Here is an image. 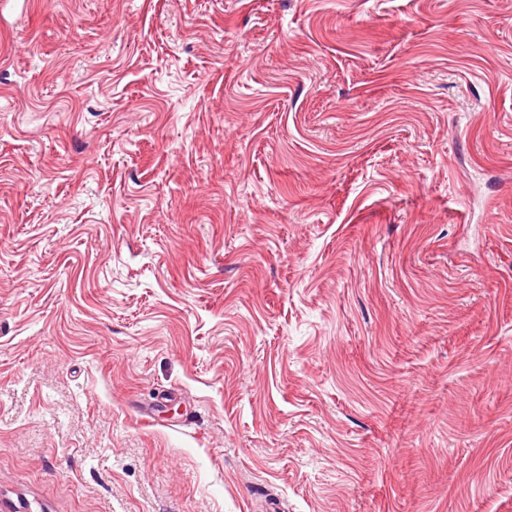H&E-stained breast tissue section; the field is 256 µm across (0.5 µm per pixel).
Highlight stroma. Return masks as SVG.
Returning <instances> with one entry per match:
<instances>
[{
	"label": "stroma",
	"instance_id": "1",
	"mask_svg": "<svg viewBox=\"0 0 512 512\" xmlns=\"http://www.w3.org/2000/svg\"><path fill=\"white\" fill-rule=\"evenodd\" d=\"M0 512H512V0H0Z\"/></svg>",
	"mask_w": 512,
	"mask_h": 512
}]
</instances>
